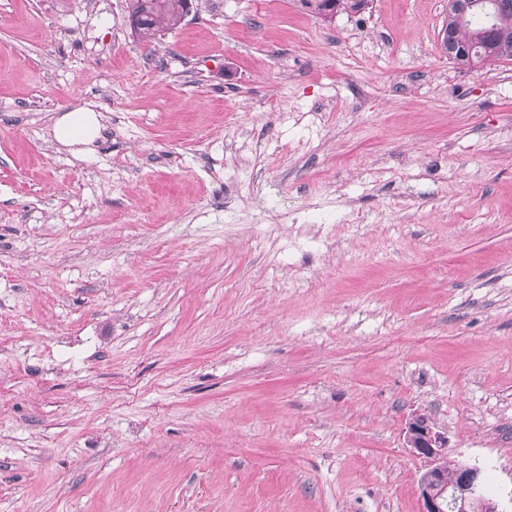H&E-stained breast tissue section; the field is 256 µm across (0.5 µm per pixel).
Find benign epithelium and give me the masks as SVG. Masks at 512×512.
Listing matches in <instances>:
<instances>
[{"label":"benign epithelium","instance_id":"1","mask_svg":"<svg viewBox=\"0 0 512 512\" xmlns=\"http://www.w3.org/2000/svg\"><path fill=\"white\" fill-rule=\"evenodd\" d=\"M448 58L464 68L473 62L468 45L448 41ZM406 448L424 463L418 479L420 512H472L480 504L481 512H503L500 503L484 496L483 470L475 465H448V437L438 431L424 412H415L407 424Z\"/></svg>","mask_w":512,"mask_h":512}]
</instances>
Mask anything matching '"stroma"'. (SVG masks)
<instances>
[{
	"label": "stroma",
	"instance_id": "stroma-1",
	"mask_svg": "<svg viewBox=\"0 0 512 512\" xmlns=\"http://www.w3.org/2000/svg\"><path fill=\"white\" fill-rule=\"evenodd\" d=\"M447 14L0 0V512H420L416 410L512 512V61ZM187 0H128V20L135 35L151 41L158 32L178 27ZM98 113L89 109L65 112L55 121L53 134L64 147L91 146L100 137Z\"/></svg>",
	"mask_w": 512,
	"mask_h": 512
}]
</instances>
